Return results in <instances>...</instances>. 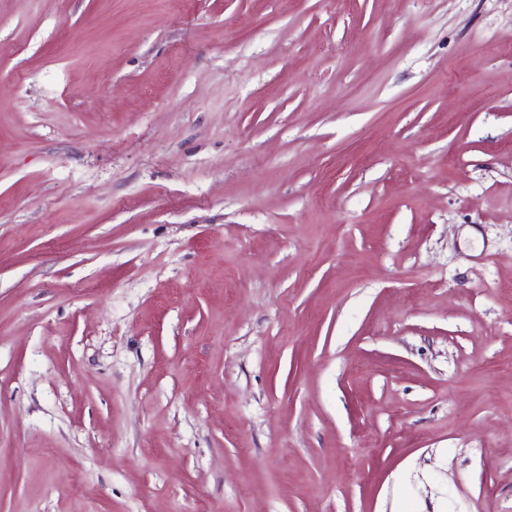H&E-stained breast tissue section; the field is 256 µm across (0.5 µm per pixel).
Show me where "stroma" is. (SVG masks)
<instances>
[{
	"instance_id": "stroma-1",
	"label": "stroma",
	"mask_w": 512,
	"mask_h": 512,
	"mask_svg": "<svg viewBox=\"0 0 512 512\" xmlns=\"http://www.w3.org/2000/svg\"><path fill=\"white\" fill-rule=\"evenodd\" d=\"M0 512H512V0H0Z\"/></svg>"
}]
</instances>
